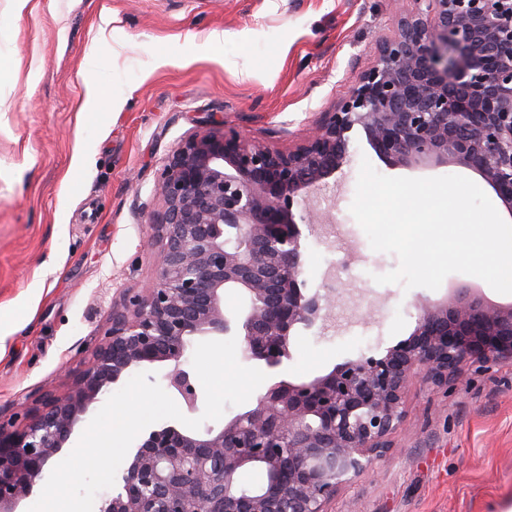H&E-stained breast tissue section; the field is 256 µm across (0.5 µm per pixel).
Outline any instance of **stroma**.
<instances>
[{"label":"stroma","mask_w":512,"mask_h":512,"mask_svg":"<svg viewBox=\"0 0 512 512\" xmlns=\"http://www.w3.org/2000/svg\"><path fill=\"white\" fill-rule=\"evenodd\" d=\"M418 0H0V420L43 394L64 393L123 295L156 278L148 216L168 156L200 129L233 127L295 149L353 81L376 63ZM224 34L217 50L202 43ZM108 104L82 111L88 60ZM390 177L461 175L380 158L362 129L313 204L327 225L307 234V293L335 263L350 267L327 321L297 328L282 379L305 382L407 338L422 304L459 286L512 306L482 279L448 275L439 289L380 285L398 265L373 251L350 213L362 159ZM373 470L343 487L328 512H512V366H466L447 387L416 384L405 420Z\"/></svg>","instance_id":"1"}]
</instances>
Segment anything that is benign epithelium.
Wrapping results in <instances>:
<instances>
[{
	"label": "benign epithelium",
	"instance_id": "obj_1",
	"mask_svg": "<svg viewBox=\"0 0 512 512\" xmlns=\"http://www.w3.org/2000/svg\"><path fill=\"white\" fill-rule=\"evenodd\" d=\"M377 54L293 151L233 127L195 131L173 151L157 184L162 207L148 216L160 242L156 279L125 294L89 361L65 371V394L0 421V512L44 487L51 459L132 369L169 363L167 387L195 411L189 337L233 333L246 358L276 371L291 332L327 320L340 289L330 281L309 295L302 278L301 225L322 216L294 207L341 168L354 128L395 164L475 170L512 212V0H426ZM229 289L246 297L243 308L224 306ZM473 363H512V306L470 288L422 305L413 332L381 353L309 382L272 383L219 430L152 427L97 512H326L390 448L410 387L457 381ZM253 468L269 481L246 486Z\"/></svg>",
	"mask_w": 512,
	"mask_h": 512
}]
</instances>
